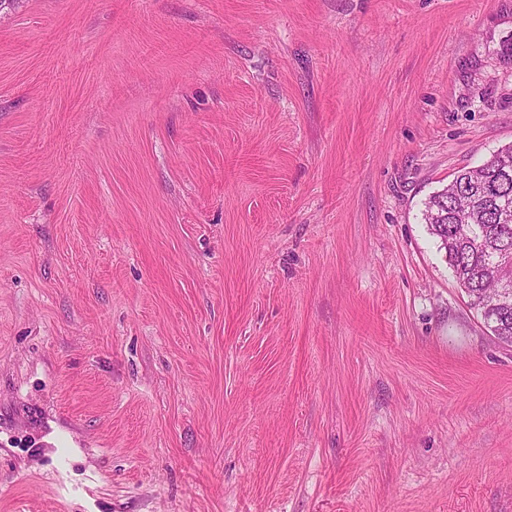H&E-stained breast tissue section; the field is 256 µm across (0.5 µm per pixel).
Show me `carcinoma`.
<instances>
[{
  "instance_id": "carcinoma-1",
  "label": "carcinoma",
  "mask_w": 512,
  "mask_h": 512,
  "mask_svg": "<svg viewBox=\"0 0 512 512\" xmlns=\"http://www.w3.org/2000/svg\"><path fill=\"white\" fill-rule=\"evenodd\" d=\"M424 220L470 298L479 300L502 281H512V271L491 259L492 252L512 248V145L478 167L460 169L451 183L429 195ZM482 318L497 339L512 343V307L486 311Z\"/></svg>"
}]
</instances>
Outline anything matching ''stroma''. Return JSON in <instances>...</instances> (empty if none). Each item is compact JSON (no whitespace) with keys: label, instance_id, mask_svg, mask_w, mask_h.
I'll use <instances>...</instances> for the list:
<instances>
[{"label":"stroma","instance_id":"35a3bbf8","mask_svg":"<svg viewBox=\"0 0 512 512\" xmlns=\"http://www.w3.org/2000/svg\"><path fill=\"white\" fill-rule=\"evenodd\" d=\"M512 145V0L0 11V512H512V345L424 201ZM482 318L497 339L512 343V306L507 311L496 307L494 311L484 312Z\"/></svg>","mask_w":512,"mask_h":512}]
</instances>
